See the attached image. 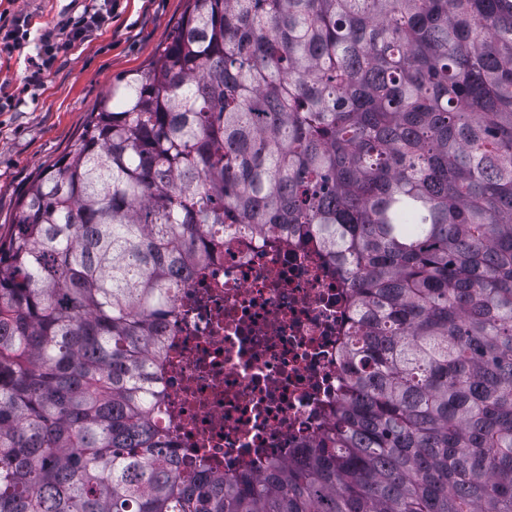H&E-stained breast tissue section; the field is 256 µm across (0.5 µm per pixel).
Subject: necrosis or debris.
<instances>
[{
	"instance_id": "4bbe7bcc",
	"label": "necrosis or debris",
	"mask_w": 512,
	"mask_h": 512,
	"mask_svg": "<svg viewBox=\"0 0 512 512\" xmlns=\"http://www.w3.org/2000/svg\"><path fill=\"white\" fill-rule=\"evenodd\" d=\"M348 291L299 232L224 235L158 323L155 424L181 474L260 472L324 435L340 394Z\"/></svg>"
}]
</instances>
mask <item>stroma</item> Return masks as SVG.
Wrapping results in <instances>:
<instances>
[{
  "mask_svg": "<svg viewBox=\"0 0 512 512\" xmlns=\"http://www.w3.org/2000/svg\"><path fill=\"white\" fill-rule=\"evenodd\" d=\"M92 0H0V16L31 18V37L78 15ZM186 0H112L108 25L59 56L38 85L25 81L21 53H0V235L38 175L73 149L90 112L119 79L145 70Z\"/></svg>",
  "mask_w": 512,
  "mask_h": 512,
  "instance_id": "35a3bbf8",
  "label": "stroma"
}]
</instances>
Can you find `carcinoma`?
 Wrapping results in <instances>:
<instances>
[{
  "instance_id": "carcinoma-1",
  "label": "carcinoma",
  "mask_w": 512,
  "mask_h": 512,
  "mask_svg": "<svg viewBox=\"0 0 512 512\" xmlns=\"http://www.w3.org/2000/svg\"><path fill=\"white\" fill-rule=\"evenodd\" d=\"M0 239V512H512V0H192ZM351 321L324 440L182 477L150 356L224 226Z\"/></svg>"
}]
</instances>
